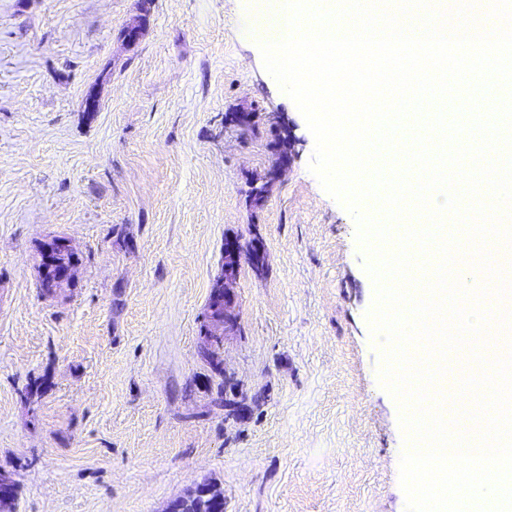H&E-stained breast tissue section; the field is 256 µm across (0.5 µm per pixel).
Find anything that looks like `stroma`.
Returning a JSON list of instances; mask_svg holds the SVG:
<instances>
[{"label": "stroma", "mask_w": 512, "mask_h": 512, "mask_svg": "<svg viewBox=\"0 0 512 512\" xmlns=\"http://www.w3.org/2000/svg\"><path fill=\"white\" fill-rule=\"evenodd\" d=\"M152 2L146 17L142 0H0V470L16 512H164L206 480L225 512H406L368 258L263 67L254 0ZM241 111L254 130L225 126ZM278 122L295 154L254 207ZM253 224L269 267L235 285L226 391L252 401L235 420L199 317L225 236ZM55 235L78 264L47 297L37 248Z\"/></svg>", "instance_id": "1"}]
</instances>
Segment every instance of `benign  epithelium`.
Instances as JSON below:
<instances>
[{
    "label": "benign epithelium",
    "instance_id": "1",
    "mask_svg": "<svg viewBox=\"0 0 512 512\" xmlns=\"http://www.w3.org/2000/svg\"><path fill=\"white\" fill-rule=\"evenodd\" d=\"M255 112H228L224 114V125L243 131L256 123ZM278 136L279 157L276 164L267 172L266 182L274 183L292 160V138L280 135V129L274 128ZM38 280L45 281L41 288L43 295L54 296L63 285L73 278L77 264L71 241L64 236H53L41 242L38 250ZM253 265L259 269L267 268V251L259 230H252L248 239L228 236L224 239L220 271L213 279L208 303L219 302L224 306V315H212L211 308H205L199 324L202 326L201 350L199 354L205 361L211 360V351L216 341L237 334L240 325L239 302L232 288L243 265Z\"/></svg>",
    "mask_w": 512,
    "mask_h": 512
}]
</instances>
